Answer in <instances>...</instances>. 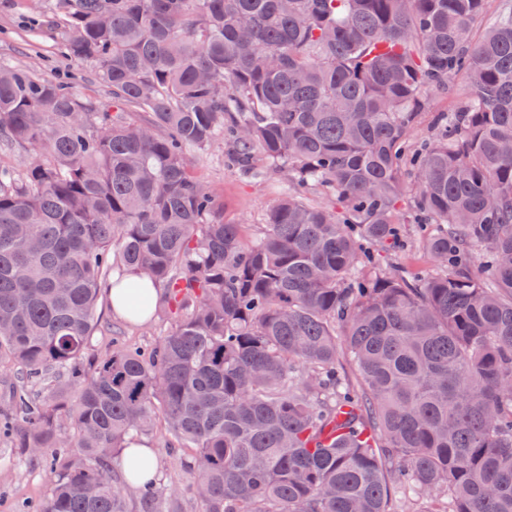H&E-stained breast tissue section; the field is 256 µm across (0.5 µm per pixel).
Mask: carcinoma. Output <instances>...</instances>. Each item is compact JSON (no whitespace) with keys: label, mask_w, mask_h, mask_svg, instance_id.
Listing matches in <instances>:
<instances>
[{"label":"carcinoma","mask_w":512,"mask_h":512,"mask_svg":"<svg viewBox=\"0 0 512 512\" xmlns=\"http://www.w3.org/2000/svg\"><path fill=\"white\" fill-rule=\"evenodd\" d=\"M55 8L110 99L0 63V143L34 152L0 166L3 419L43 460L34 512H129L112 460L149 464L127 452L159 424L203 512H512V0ZM431 91L454 106L413 142ZM222 140L288 171L249 241L191 170ZM401 211L426 272L379 259ZM140 276L161 292L131 314L163 330L89 356L104 287Z\"/></svg>","instance_id":"carcinoma-1"}]
</instances>
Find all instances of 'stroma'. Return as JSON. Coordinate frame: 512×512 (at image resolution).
<instances>
[{"label": "stroma", "instance_id": "obj_1", "mask_svg": "<svg viewBox=\"0 0 512 512\" xmlns=\"http://www.w3.org/2000/svg\"><path fill=\"white\" fill-rule=\"evenodd\" d=\"M53 0H0V61L27 68L37 74L54 73L71 82L79 97L103 101L109 90L94 67L66 60L62 44L67 30L52 8ZM225 144L191 154L196 177L224 201V220L242 225L245 236L257 234L265 222L269 206L286 189L285 174L271 173L254 178L227 167ZM101 329L94 341V353H104L112 336L127 342L149 346L158 337L159 322L130 324L102 308ZM162 433L145 437L143 446L152 448L157 457L156 479L161 486L177 487L182 497V512H201L200 503L188 491L190 473L178 456L162 446ZM49 492L43 466L38 459L13 461L6 439L0 438V512H19L26 504L42 501Z\"/></svg>", "mask_w": 512, "mask_h": 512}]
</instances>
